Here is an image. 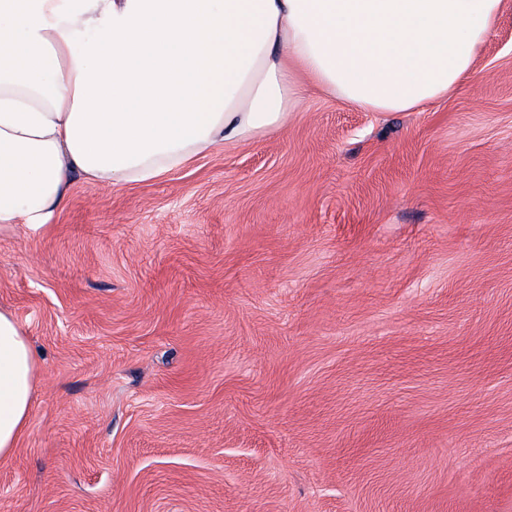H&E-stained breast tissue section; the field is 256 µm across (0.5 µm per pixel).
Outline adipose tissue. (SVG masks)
Returning <instances> with one entry per match:
<instances>
[{
    "label": "adipose tissue",
    "mask_w": 512,
    "mask_h": 512,
    "mask_svg": "<svg viewBox=\"0 0 512 512\" xmlns=\"http://www.w3.org/2000/svg\"><path fill=\"white\" fill-rule=\"evenodd\" d=\"M503 0H0V230L78 178L145 183L285 125L305 90L414 112L471 78ZM37 358L0 310V461Z\"/></svg>",
    "instance_id": "obj_1"
}]
</instances>
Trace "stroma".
<instances>
[{
  "mask_svg": "<svg viewBox=\"0 0 512 512\" xmlns=\"http://www.w3.org/2000/svg\"><path fill=\"white\" fill-rule=\"evenodd\" d=\"M474 70L1 232L0 512H512V0ZM37 358L13 316L0 310V461L13 456L30 417Z\"/></svg>",
  "mask_w": 512,
  "mask_h": 512,
  "instance_id": "stroma-1",
  "label": "stroma"
}]
</instances>
